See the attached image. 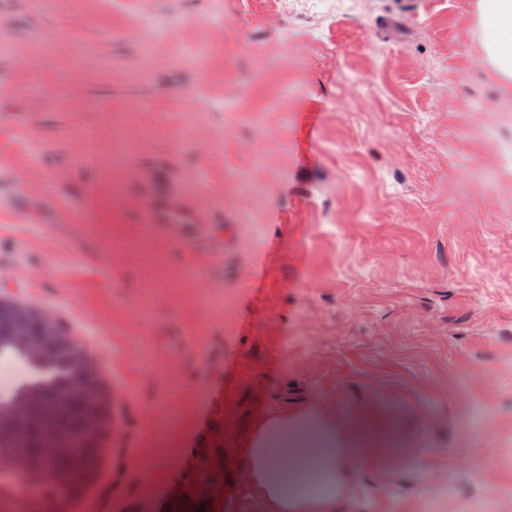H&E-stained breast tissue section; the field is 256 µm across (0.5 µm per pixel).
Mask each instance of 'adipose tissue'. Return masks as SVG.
Instances as JSON below:
<instances>
[{
	"instance_id": "obj_1",
	"label": "adipose tissue",
	"mask_w": 512,
	"mask_h": 512,
	"mask_svg": "<svg viewBox=\"0 0 512 512\" xmlns=\"http://www.w3.org/2000/svg\"><path fill=\"white\" fill-rule=\"evenodd\" d=\"M478 23L486 63L512 83V0H478ZM349 443V432L322 405L271 412L249 442L247 485L268 512H336L356 479ZM315 451L322 458L319 490L285 492V472Z\"/></svg>"
}]
</instances>
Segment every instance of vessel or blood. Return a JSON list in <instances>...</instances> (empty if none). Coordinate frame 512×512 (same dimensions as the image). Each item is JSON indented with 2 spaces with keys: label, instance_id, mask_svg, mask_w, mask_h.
Returning a JSON list of instances; mask_svg holds the SVG:
<instances>
[{
  "label": "vessel or blood",
  "instance_id": "b4317fda",
  "mask_svg": "<svg viewBox=\"0 0 512 512\" xmlns=\"http://www.w3.org/2000/svg\"><path fill=\"white\" fill-rule=\"evenodd\" d=\"M152 212L148 232L162 234L177 242L190 243L205 238L213 227L205 212L173 197L155 203Z\"/></svg>",
  "mask_w": 512,
  "mask_h": 512
}]
</instances>
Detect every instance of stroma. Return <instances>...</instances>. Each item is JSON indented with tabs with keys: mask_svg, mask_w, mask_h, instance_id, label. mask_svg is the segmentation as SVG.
Listing matches in <instances>:
<instances>
[{
	"mask_svg": "<svg viewBox=\"0 0 512 512\" xmlns=\"http://www.w3.org/2000/svg\"><path fill=\"white\" fill-rule=\"evenodd\" d=\"M1 21L0 299L52 311L112 392L77 512H265L250 436L313 403L351 433L338 512H512V86L477 0ZM169 196L222 233L145 235Z\"/></svg>",
	"mask_w": 512,
	"mask_h": 512,
	"instance_id": "obj_1",
	"label": "stroma"
}]
</instances>
